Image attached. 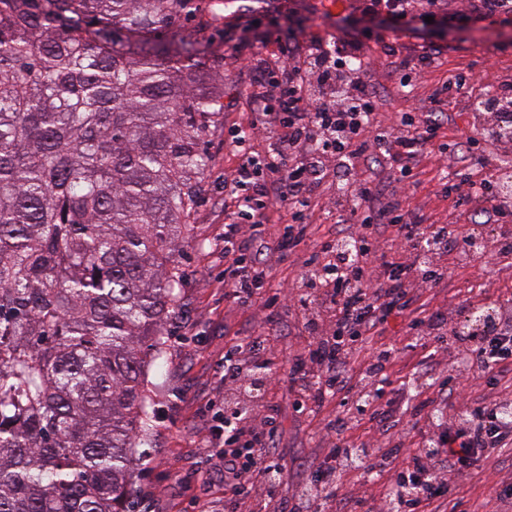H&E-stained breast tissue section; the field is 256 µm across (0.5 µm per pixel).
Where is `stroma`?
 <instances>
[{
	"mask_svg": "<svg viewBox=\"0 0 512 512\" xmlns=\"http://www.w3.org/2000/svg\"><path fill=\"white\" fill-rule=\"evenodd\" d=\"M251 0H234L226 9L220 30L204 36L224 56V110L208 137L210 167L201 176L202 195L191 215L172 259L182 283L174 313L166 323L168 349L163 368L164 384L154 395L155 419L150 448L144 449L134 484V512H200L203 502L222 494L224 470L202 449L206 433L204 410L224 370L225 346L246 342L261 325L271 331V346L279 357L276 382L267 395L275 406V448L283 466L281 494L295 492L311 478L314 464L329 445L327 427L343 411L332 402L320 412L297 414L288 399V355L302 348L308 338L301 331L291 301L299 290V274L315 253L313 241L301 243L284 261L273 263L269 286L284 291L286 301L273 323H266L259 305L241 306L224 298V175L236 165L224 149L227 130L251 119V79L245 65L252 49L262 46L266 30H293L301 44L310 38L328 41L352 38L372 28L381 43L365 53L368 77L379 96V118L392 124L405 112H423L436 88L453 79L459 69L471 70L474 79L464 96L441 107V121L449 138L464 141L476 135L484 120L472 112L473 101L493 93L504 81H512V36L502 35L499 24L479 21L466 29H431L413 23L411 33L395 30L388 16H365L355 7L313 13L309 0H264L267 17L252 27ZM441 47L439 60L412 74V91L397 87L392 72L401 60L415 59L422 46ZM421 185L403 198V206L417 211L425 223L449 219L474 223L460 214L452 200L439 197V179L464 172L463 163L440 153L419 164ZM431 307H444L445 332H453L461 307L481 300L496 307L512 308V255L489 253L461 268H453L446 287L424 291ZM512 481V447L495 452L467 476L454 479L453 494L463 512H505L499 500L503 483Z\"/></svg>",
	"mask_w": 512,
	"mask_h": 512,
	"instance_id": "35a3bbf8",
	"label": "stroma"
}]
</instances>
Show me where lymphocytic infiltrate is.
<instances>
[{
    "instance_id": "lymphocytic-infiltrate-1",
    "label": "lymphocytic infiltrate",
    "mask_w": 512,
    "mask_h": 512,
    "mask_svg": "<svg viewBox=\"0 0 512 512\" xmlns=\"http://www.w3.org/2000/svg\"><path fill=\"white\" fill-rule=\"evenodd\" d=\"M438 0H360L365 15L386 13L396 26L441 17L448 26L477 19L512 17V0H474L467 9L445 13ZM373 30L359 37L323 45L311 40L300 48L296 35L280 43L282 58L270 65L262 52H253L248 68L257 91L253 116L246 127L232 130L225 150L236 166L224 178V192L234 208L224 224V297L241 305L261 303L274 309L280 297L270 294L269 255L285 258L312 232L309 222L327 177L336 179L333 231L319 242V250L304 266L302 285L319 279L314 296H299L297 307L310 341L288 361L297 408L320 409L335 398L354 397L378 432L393 429L401 413L398 398H384L379 384L397 363L410 365L420 377L421 404L456 408L453 421H433L408 429L418 450L404 462L392 454L351 448L336 441L315 466L309 484L297 492L289 512H358L362 498L342 492L339 479L352 469L371 475L393 470L397 481L389 494L390 512L447 501L449 476H464L496 448L512 444V421L501 415L502 403L492 390L512 373V319L470 334L447 338L439 330L442 310L427 309L419 301L423 288L441 287L448 280L446 256L462 253L470 240L462 230L444 224H424L401 206L399 189L417 183V161L432 153L441 123L436 112L402 115L392 126L378 118V99L366 76L367 62L357 59L365 43L379 42ZM262 133L268 149L253 155L250 140ZM468 178L449 184L443 197L457 203L478 202L485 222L498 224L489 248L512 252V227L504 211L489 197L480 171L493 169L502 156L466 151L462 154ZM387 163L384 179L359 172L368 162ZM280 207L286 223L276 237L267 234L268 213ZM395 231L399 248L379 251L382 225ZM402 314L423 348L411 359L395 348L364 351L382 335L387 318ZM268 337L251 336L224 353V382L237 391L236 399L213 410L205 446L224 466L225 512H256V503L270 504L279 494L281 466L274 451L275 419L268 401L253 394V373L266 355ZM455 360L467 377L484 381L488 392L471 403L464 388L439 380L445 358Z\"/></svg>"
}]
</instances>
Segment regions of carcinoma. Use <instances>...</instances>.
Returning a JSON list of instances; mask_svg holds the SVG:
<instances>
[{
  "label": "carcinoma",
  "mask_w": 512,
  "mask_h": 512,
  "mask_svg": "<svg viewBox=\"0 0 512 512\" xmlns=\"http://www.w3.org/2000/svg\"><path fill=\"white\" fill-rule=\"evenodd\" d=\"M190 2L0 0V512H132L224 111Z\"/></svg>",
  "instance_id": "carcinoma-1"
}]
</instances>
